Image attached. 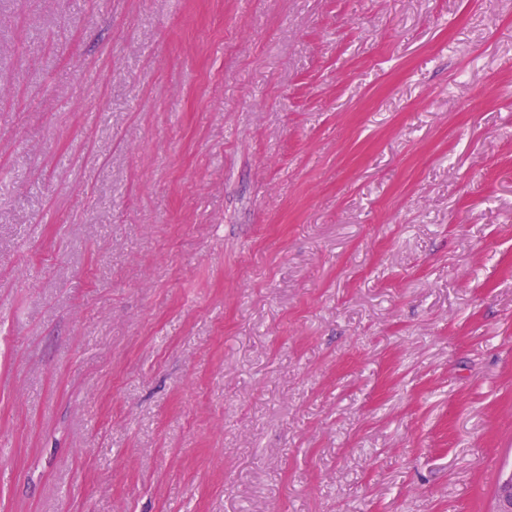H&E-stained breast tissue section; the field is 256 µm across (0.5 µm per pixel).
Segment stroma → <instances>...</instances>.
Instances as JSON below:
<instances>
[{
    "instance_id": "obj_1",
    "label": "stroma",
    "mask_w": 512,
    "mask_h": 512,
    "mask_svg": "<svg viewBox=\"0 0 512 512\" xmlns=\"http://www.w3.org/2000/svg\"><path fill=\"white\" fill-rule=\"evenodd\" d=\"M0 512H493L512 0H0Z\"/></svg>"
}]
</instances>
